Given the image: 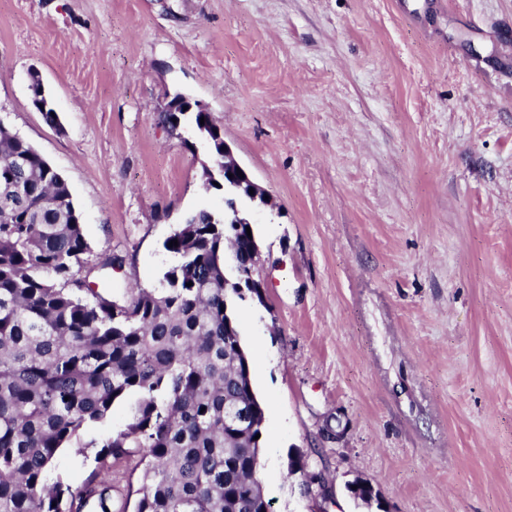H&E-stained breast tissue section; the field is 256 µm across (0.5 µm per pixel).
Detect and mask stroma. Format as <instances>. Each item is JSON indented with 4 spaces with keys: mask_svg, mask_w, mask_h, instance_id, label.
Here are the masks:
<instances>
[{
    "mask_svg": "<svg viewBox=\"0 0 512 512\" xmlns=\"http://www.w3.org/2000/svg\"><path fill=\"white\" fill-rule=\"evenodd\" d=\"M179 94L271 197L236 202L265 288L235 305L271 512H319L296 450L328 512H512V0H0V122L66 179L119 296L225 209L192 119L162 120ZM95 454L56 472L133 512L139 454ZM306 464L301 477L304 478L307 493L313 496L316 502L328 503L334 498L333 485L329 484L321 471L310 472ZM315 487V488H314Z\"/></svg>",
    "mask_w": 512,
    "mask_h": 512,
    "instance_id": "stroma-1",
    "label": "stroma"
}]
</instances>
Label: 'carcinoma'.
Returning <instances> with one entry per match:
<instances>
[{
	"label": "carcinoma",
	"mask_w": 512,
	"mask_h": 512,
	"mask_svg": "<svg viewBox=\"0 0 512 512\" xmlns=\"http://www.w3.org/2000/svg\"><path fill=\"white\" fill-rule=\"evenodd\" d=\"M34 105L56 113L32 78ZM199 133L222 160L210 113ZM202 210L170 236L175 262L155 287L123 299L81 277L89 251L65 179L0 123V512H111L112 483L75 493L51 479L55 461L89 428L127 406L97 457L134 448L146 459L135 512H267L260 480L265 411L238 324L221 311L241 298L224 285L234 199ZM248 409L255 428L228 420Z\"/></svg>",
	"instance_id": "obj_1"
}]
</instances>
